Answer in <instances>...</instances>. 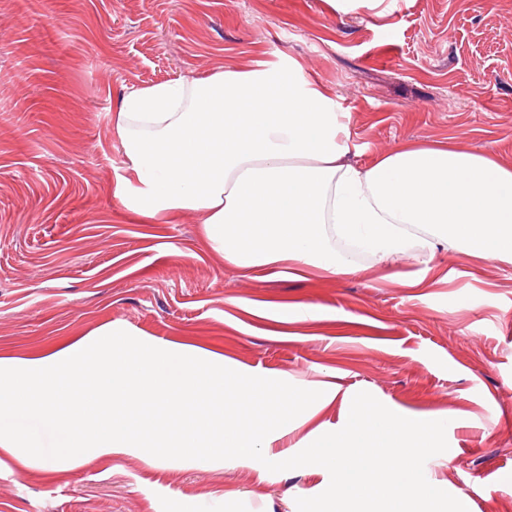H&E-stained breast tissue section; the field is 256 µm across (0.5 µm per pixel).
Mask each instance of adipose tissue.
Returning a JSON list of instances; mask_svg holds the SVG:
<instances>
[{"instance_id": "ef3b65f1", "label": "adipose tissue", "mask_w": 512, "mask_h": 512, "mask_svg": "<svg viewBox=\"0 0 512 512\" xmlns=\"http://www.w3.org/2000/svg\"><path fill=\"white\" fill-rule=\"evenodd\" d=\"M127 177L115 194L153 220L199 212L209 247L242 271L303 265L354 274L415 253L421 288L447 280L438 253L512 259V168L448 142L347 158L334 99L293 63L257 62L125 94L112 115Z\"/></svg>"}]
</instances>
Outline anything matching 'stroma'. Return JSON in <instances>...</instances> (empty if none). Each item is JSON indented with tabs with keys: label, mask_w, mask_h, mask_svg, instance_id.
Here are the masks:
<instances>
[{
	"label": "stroma",
	"mask_w": 512,
	"mask_h": 512,
	"mask_svg": "<svg viewBox=\"0 0 512 512\" xmlns=\"http://www.w3.org/2000/svg\"><path fill=\"white\" fill-rule=\"evenodd\" d=\"M298 62L349 116L366 165L449 140L512 166V0H0V356H46L111 322L222 354L301 388L339 386L276 452L340 429L366 391L448 413L425 473L469 512H512V263L438 254L448 280L243 272L202 216L126 209L112 114L130 89ZM313 305L282 322L280 310ZM307 465L160 459L138 450L58 470L0 461V512H297L328 486Z\"/></svg>",
	"instance_id": "35a3bbf8"
}]
</instances>
